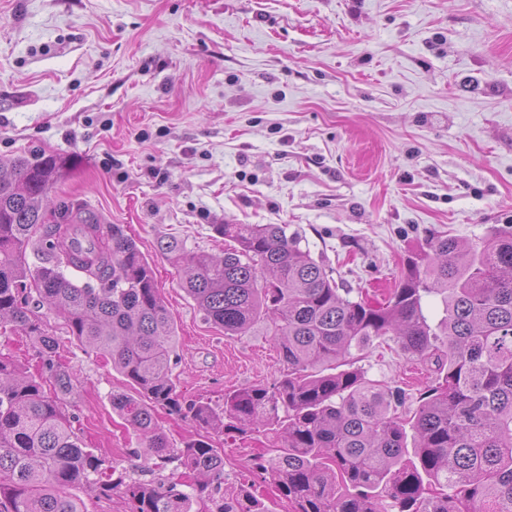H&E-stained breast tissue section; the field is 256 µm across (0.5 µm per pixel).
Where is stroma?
<instances>
[{"label":"stroma","instance_id":"1","mask_svg":"<svg viewBox=\"0 0 512 512\" xmlns=\"http://www.w3.org/2000/svg\"><path fill=\"white\" fill-rule=\"evenodd\" d=\"M66 165L45 206L122 225L149 262L176 328L183 396L284 371L265 325L228 336L180 286L158 247L220 255L218 224H284L353 296L387 298L434 232L479 242L512 224V0H0V164ZM76 372L66 399L86 447L128 479H152L138 434L112 408L129 392L106 358L47 317ZM410 400L435 366L390 337L358 362ZM225 492L272 436L214 435Z\"/></svg>","mask_w":512,"mask_h":512}]
</instances>
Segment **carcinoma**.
<instances>
[{
	"instance_id": "carcinoma-1",
	"label": "carcinoma",
	"mask_w": 512,
	"mask_h": 512,
	"mask_svg": "<svg viewBox=\"0 0 512 512\" xmlns=\"http://www.w3.org/2000/svg\"><path fill=\"white\" fill-rule=\"evenodd\" d=\"M63 168L37 155L0 177V329L23 332L38 359L33 373L0 353V512H87L67 493L77 483L103 495L120 490L129 512H194L200 503L205 512H268L247 484L222 492L224 455L208 437L171 447L158 406L203 429L275 434L276 454L251 467L272 478L294 512H512V224L492 226L472 247L432 236L375 303L350 298L281 224L215 225L231 241L221 258L162 237L205 318L229 336L267 323L286 366L273 384L228 391L216 407L185 400L172 378L175 328L136 243L119 225L66 205L65 223H45L43 202ZM78 234L84 251L73 246ZM29 247L41 261L34 272ZM432 295L443 304L434 325L424 313ZM43 305L140 395L114 394L112 409L140 434L144 464L174 463L192 484L114 480L84 446L63 403L76 374ZM382 336L436 364L407 420L398 413L405 390L354 367L352 352ZM325 365L333 372L322 373ZM408 427L416 464L404 458Z\"/></svg>"
}]
</instances>
